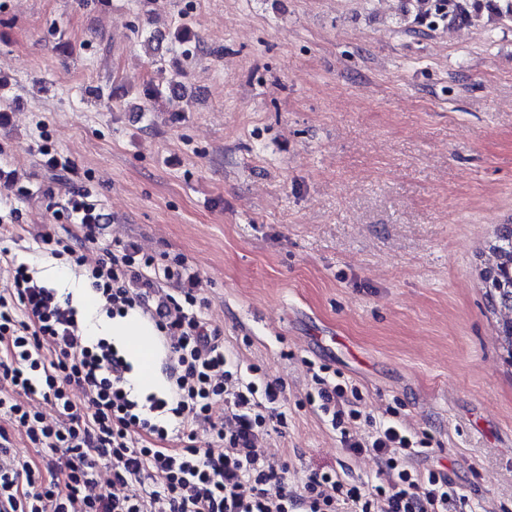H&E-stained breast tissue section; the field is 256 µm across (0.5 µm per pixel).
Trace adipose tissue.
Segmentation results:
<instances>
[{
	"mask_svg": "<svg viewBox=\"0 0 512 512\" xmlns=\"http://www.w3.org/2000/svg\"><path fill=\"white\" fill-rule=\"evenodd\" d=\"M73 300L83 313L87 333L91 336H109L122 345L135 364L130 380L136 388H151L159 385L162 378L156 355L143 354L140 350L146 337L156 335L154 324L136 309L129 310L120 318L105 319L100 315V303L95 298L89 283L79 282L72 286Z\"/></svg>",
	"mask_w": 512,
	"mask_h": 512,
	"instance_id": "1",
	"label": "adipose tissue"
}]
</instances>
